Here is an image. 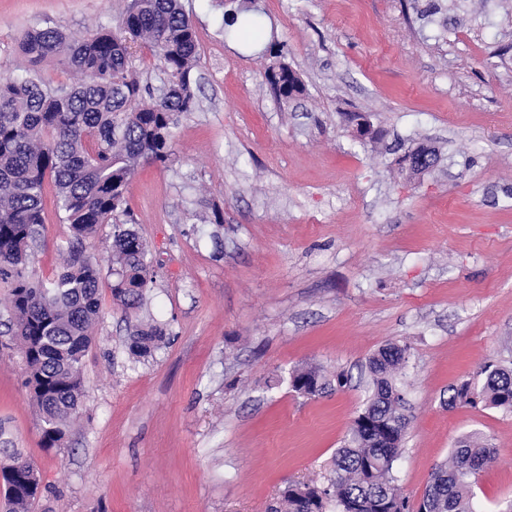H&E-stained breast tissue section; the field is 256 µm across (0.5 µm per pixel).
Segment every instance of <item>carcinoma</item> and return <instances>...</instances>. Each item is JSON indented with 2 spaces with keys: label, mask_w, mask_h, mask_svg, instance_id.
<instances>
[{
  "label": "carcinoma",
  "mask_w": 512,
  "mask_h": 512,
  "mask_svg": "<svg viewBox=\"0 0 512 512\" xmlns=\"http://www.w3.org/2000/svg\"><path fill=\"white\" fill-rule=\"evenodd\" d=\"M225 25L233 37L255 41L261 35L254 17L240 24L233 15ZM135 45L161 63L170 87L166 101L133 72ZM19 51L27 62L23 72L0 78V280L10 286L8 332L19 340L42 447L52 449L63 444L82 406V360L100 311L102 270L87 251L88 241L101 225H112V299L125 315L141 308L155 282L146 242L119 216L130 217L127 191L140 163H167L177 117L196 107L199 41L181 0H132L118 32L100 26L71 39L56 27H32ZM44 62L56 63L76 81L54 86L38 80L32 70ZM266 81L280 100L305 93L298 74L282 62L268 68ZM353 120L358 139L376 138L365 116ZM48 182L69 228L64 270L49 287L29 267L45 223ZM165 336L163 326L139 322L129 351L146 358ZM408 359V346L397 344L369 357L368 395L332 458L328 484L290 482L270 512H476L473 489L496 449L475 434L460 439L449 460L432 468L418 502L397 485L394 470L406 426L400 376ZM481 375L480 384L463 379L450 386L444 404L512 413V364L489 362ZM288 383L310 398L330 388L316 367L294 369ZM0 452V491L8 512H31L41 493L39 470L14 448Z\"/></svg>",
  "instance_id": "1"
}]
</instances>
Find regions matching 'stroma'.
<instances>
[{"label":"stroma","mask_w":512,"mask_h":512,"mask_svg":"<svg viewBox=\"0 0 512 512\" xmlns=\"http://www.w3.org/2000/svg\"><path fill=\"white\" fill-rule=\"evenodd\" d=\"M200 48L194 111L168 166L128 187L157 278L138 316L165 325L142 361L112 301L85 354L83 407L45 450L23 366L0 337V426L39 469L33 512H266L288 481L326 482L366 400L368 357L405 344L409 425L396 463L420 500L434 464L471 432L495 446L479 512L512 499V413L444 405L486 361L512 362V0H447L435 22L407 0H258L261 40L224 35L240 0H181ZM129 0H0V77L21 34L118 29ZM287 62L304 95L275 98ZM382 133L358 142L349 113ZM439 162L400 169L408 147ZM31 266L63 269L69 230L45 198ZM348 384L306 399L294 368Z\"/></svg>","instance_id":"1"}]
</instances>
